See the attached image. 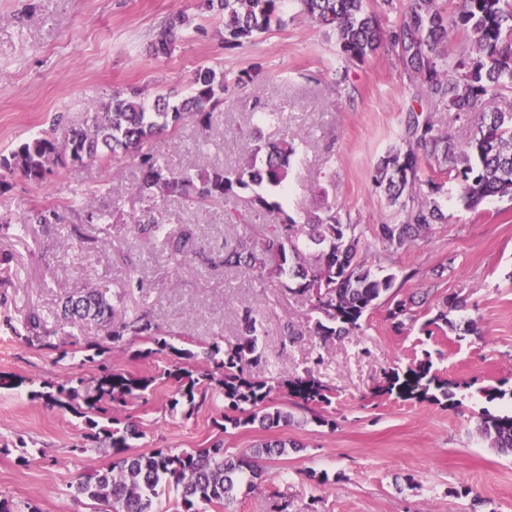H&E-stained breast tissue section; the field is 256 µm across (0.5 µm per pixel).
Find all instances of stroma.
Returning <instances> with one entry per match:
<instances>
[{
	"instance_id": "35a3bbf8",
	"label": "stroma",
	"mask_w": 512,
	"mask_h": 512,
	"mask_svg": "<svg viewBox=\"0 0 512 512\" xmlns=\"http://www.w3.org/2000/svg\"><path fill=\"white\" fill-rule=\"evenodd\" d=\"M407 0H367L381 20L379 49L349 61L335 38L299 8L287 6V23L254 43L224 46V18L204 12L198 0H0V154L49 129L55 116L84 122L113 91L138 88L146 103L161 95L180 99L192 73L209 67L231 87L202 133L187 123L177 134L151 142L153 153L176 169L230 165L244 158L254 138L280 140L300 133L292 161L290 191L282 204L293 212L336 204L347 224H377L392 214L375 191L371 172L399 144L414 108L415 89L390 39ZM194 18L168 54L152 45L178 13ZM248 75L245 89L235 88ZM269 104L281 114L276 125L254 129L251 114ZM142 177L136 161L55 167L43 183L22 174L0 189V372L23 378L22 387L0 392V495L36 504L40 512H89L71 487L84 474L109 466L98 451L74 453L82 428L74 416L32 400L43 380H64L83 364L87 346L106 341L116 326L148 312L175 345L235 340L240 315L257 318L265 360L254 376L280 377L313 371L335 389L326 410L334 427L313 422L296 409L271 431L257 427L217 432L221 400L191 417L170 413L169 387H160L131 412L139 422L135 452L204 448L224 439V453L237 456L276 437L285 454L265 461L263 480L240 487L233 500L205 512H272L275 493L286 494L289 512H512V456L499 454L479 433L488 405L484 388L512 383V201L485 199L467 209L457 194L445 204L447 223L406 253L400 267L414 269L433 297L466 298L452 309L447 333L425 336L396 331L385 308H377L350 335L319 341V312L305 297L272 281L213 266L208 258L224 245L275 223V214L253 210L246 196L204 207L175 196L158 213L170 232L190 225L196 251L174 258L157 241L138 237L131 223L141 204L133 190ZM52 209L60 222L33 224L36 210ZM83 290L103 295L111 320L63 324L66 297ZM40 324L29 327L31 315ZM478 332H465L467 320ZM306 331L304 341L285 344V324ZM66 349L57 359L56 348ZM320 364H313V354ZM431 359L434 371L457 382L454 406L374 396L385 372Z\"/></svg>"
}]
</instances>
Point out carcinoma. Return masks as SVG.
<instances>
[{
    "label": "carcinoma",
    "mask_w": 512,
    "mask_h": 512,
    "mask_svg": "<svg viewBox=\"0 0 512 512\" xmlns=\"http://www.w3.org/2000/svg\"><path fill=\"white\" fill-rule=\"evenodd\" d=\"M287 0H203L200 7L224 14V46L235 48L254 41L271 27L285 24ZM317 25L336 34L341 53L362 61L373 54L381 40V25L366 0H295ZM190 19L178 14L157 34L154 52L166 54ZM462 30L465 39L454 51L448 37ZM393 45L409 78L415 97L425 98L427 113L411 111L403 145L392 147L375 165L372 184L395 208L392 216L374 225L346 224L331 206L301 216L282 207L253 187L275 188L287 193L291 156L300 138L288 132L277 142L255 139L248 159L233 166H212L191 173L172 169L150 149L159 133L175 132L192 121L202 130L211 125L213 112L224 103L228 84L224 73L200 67L190 79V94L178 102L159 96L152 106L141 100L135 88L112 95L102 110L81 124L60 116L39 137L21 143L8 155H0V185L17 172L40 183L52 167L81 165L87 160L129 156L138 161L143 176L135 194L145 204L134 221L135 232L147 239L164 238L171 252L184 257L193 251V235L177 236L158 222L160 202L171 196H193L200 203L224 202L240 190L251 191L254 210L274 211L276 224L257 240L238 241L224 249L220 264L275 278L288 291L305 297L322 314L315 335L322 339L343 336L361 328L363 319L385 306L396 328L421 323L420 330L433 334L448 326V309L466 302L455 295L441 299L442 309L423 321L422 304L402 297L407 274L396 284L395 257L433 230L448 223L444 203L448 182H455L461 198L474 209L489 196L512 200V112H483L474 135L457 144L448 131L436 126L431 113L454 109L463 117L475 111L485 98L512 93V0H456L445 13L439 0H409L391 34ZM373 239L381 247L377 271L359 256ZM114 308L103 296L87 292L72 295L62 315L73 323L112 318ZM242 336L234 341L212 342L199 351L178 348L160 334L146 314H140L112 330L109 343L94 347L89 361L99 368L91 375L74 372L62 381L45 380L31 392L39 400L81 421L83 443L73 451L97 449L112 457L106 469L86 474L74 486V497L89 501L93 512H158V499L166 490L177 493L176 512H202V506L224 504L240 477L250 485L261 479L262 462L281 455L287 442H263L235 457L224 455V441L208 448L175 452L155 448L148 453L131 451L130 440L140 432L129 407L161 384L171 393L168 407L190 416L206 402L220 396L224 412L213 424L221 432L258 426L270 430L286 423L290 414L276 403V394L314 417L321 426L330 420L321 410L331 404L330 389L312 372L281 378H259L248 370L264 361L256 319L246 310ZM126 336L143 339L133 360L157 355L173 357L169 368L148 375L108 364L112 345ZM380 391L404 401L445 402L454 405L448 381L432 371L429 360L394 369L384 377ZM480 434L501 453L512 452V407L497 413L485 409L479 417Z\"/></svg>",
    "instance_id": "obj_1"
}]
</instances>
